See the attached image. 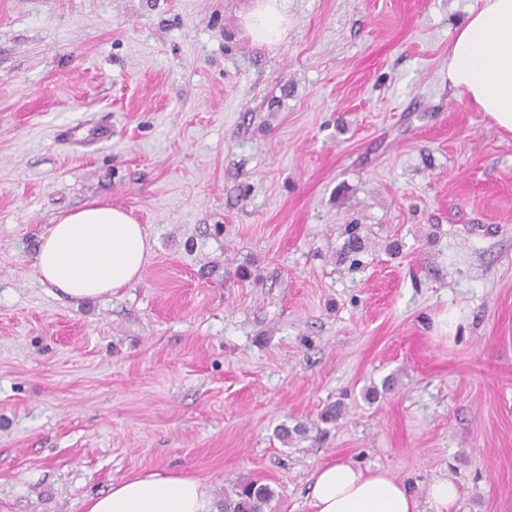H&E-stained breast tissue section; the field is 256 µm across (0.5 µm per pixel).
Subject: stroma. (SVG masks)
Masks as SVG:
<instances>
[{"mask_svg":"<svg viewBox=\"0 0 512 512\" xmlns=\"http://www.w3.org/2000/svg\"><path fill=\"white\" fill-rule=\"evenodd\" d=\"M477 3L288 0L266 44L255 0H0V512L156 468L313 512L332 461L512 512V134L448 84ZM92 200L152 254L57 297L38 246ZM247 16L246 28L253 39L273 42L288 28V0H256Z\"/></svg>","mask_w":512,"mask_h":512,"instance_id":"35a3bbf8","label":"stroma"}]
</instances>
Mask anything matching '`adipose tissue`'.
<instances>
[{
    "mask_svg": "<svg viewBox=\"0 0 512 512\" xmlns=\"http://www.w3.org/2000/svg\"><path fill=\"white\" fill-rule=\"evenodd\" d=\"M288 0H256L246 28L273 42L288 28ZM448 83L466 95L498 129L512 132V0H479L455 34ZM141 224L126 211L93 201L55 218L39 244L35 267L42 284L61 295L97 299L139 280L150 255ZM452 477L433 480L425 500L382 469L348 462L319 466L310 490L313 512H453ZM85 512H216L200 479L166 470L136 473L85 503Z\"/></svg>",
    "mask_w": 512,
    "mask_h": 512,
    "instance_id": "1",
    "label": "adipose tissue"
}]
</instances>
